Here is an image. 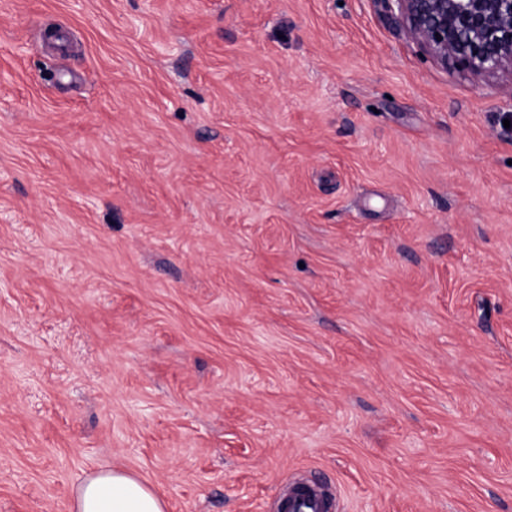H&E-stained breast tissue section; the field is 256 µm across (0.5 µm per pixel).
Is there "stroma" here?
Listing matches in <instances>:
<instances>
[{"mask_svg": "<svg viewBox=\"0 0 512 512\" xmlns=\"http://www.w3.org/2000/svg\"><path fill=\"white\" fill-rule=\"evenodd\" d=\"M510 111L385 0H0V512H512ZM72 511L166 512V503L136 476L105 467L76 487Z\"/></svg>", "mask_w": 512, "mask_h": 512, "instance_id": "1", "label": "stroma"}]
</instances>
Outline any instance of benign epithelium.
<instances>
[{
	"instance_id": "benign-epithelium-1",
	"label": "benign epithelium",
	"mask_w": 512,
	"mask_h": 512,
	"mask_svg": "<svg viewBox=\"0 0 512 512\" xmlns=\"http://www.w3.org/2000/svg\"><path fill=\"white\" fill-rule=\"evenodd\" d=\"M425 51L477 78L512 80V0H387Z\"/></svg>"
}]
</instances>
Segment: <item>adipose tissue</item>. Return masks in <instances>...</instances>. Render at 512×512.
Listing matches in <instances>:
<instances>
[{"label":"adipose tissue","instance_id":"adipose-tissue-1","mask_svg":"<svg viewBox=\"0 0 512 512\" xmlns=\"http://www.w3.org/2000/svg\"><path fill=\"white\" fill-rule=\"evenodd\" d=\"M72 512H166V504L136 476L105 467L76 487Z\"/></svg>","mask_w":512,"mask_h":512}]
</instances>
